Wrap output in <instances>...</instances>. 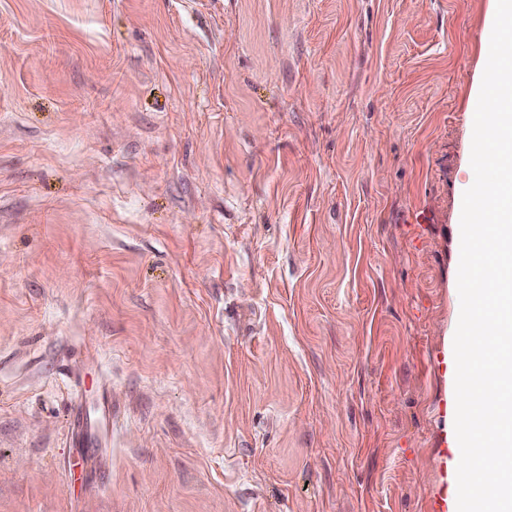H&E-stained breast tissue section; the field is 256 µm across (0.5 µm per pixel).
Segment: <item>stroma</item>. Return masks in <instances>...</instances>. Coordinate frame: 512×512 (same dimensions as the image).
I'll use <instances>...</instances> for the list:
<instances>
[{
  "label": "stroma",
  "instance_id": "1",
  "mask_svg": "<svg viewBox=\"0 0 512 512\" xmlns=\"http://www.w3.org/2000/svg\"><path fill=\"white\" fill-rule=\"evenodd\" d=\"M496 0H0V512L456 500Z\"/></svg>",
  "mask_w": 512,
  "mask_h": 512
}]
</instances>
